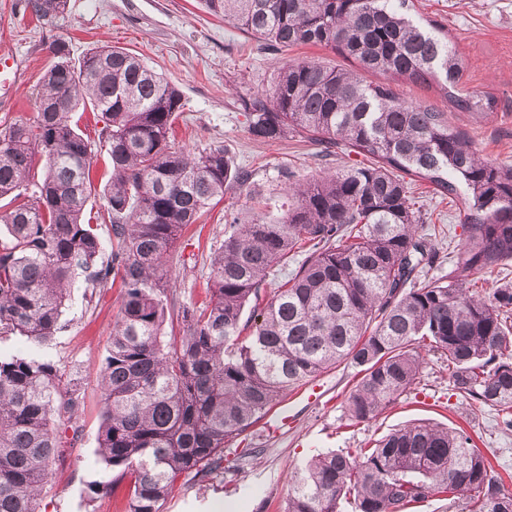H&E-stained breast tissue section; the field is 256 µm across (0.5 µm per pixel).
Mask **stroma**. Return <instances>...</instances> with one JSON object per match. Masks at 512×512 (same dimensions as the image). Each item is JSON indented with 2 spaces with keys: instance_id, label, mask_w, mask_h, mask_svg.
I'll list each match as a JSON object with an SVG mask.
<instances>
[{
  "instance_id": "1",
  "label": "stroma",
  "mask_w": 512,
  "mask_h": 512,
  "mask_svg": "<svg viewBox=\"0 0 512 512\" xmlns=\"http://www.w3.org/2000/svg\"><path fill=\"white\" fill-rule=\"evenodd\" d=\"M423 19L447 30L450 43L463 60L466 90L494 98L493 111L474 115L449 106L436 88L399 79L394 87L408 102L430 104L447 113L465 132L482 157L512 164V0H415ZM63 39L72 63H80L91 48L120 46L157 70L182 94L184 108L173 124L172 149L197 153L224 145L234 165L247 169L262 197L231 186L223 201L191 225L167 257L169 286L180 300L203 299L211 272L209 256L224 240V217L238 213L273 222L282 214V171L306 174L333 171L357 162L349 149L321 158L315 144L290 137L260 143L248 134L237 99L270 88L279 63L309 59L348 70L355 64L331 50L303 45L268 53L263 42L240 30L202 0H68L67 11L55 22L36 20L24 0H0V60L18 61L21 74L0 100V125L33 121L37 91L52 62L49 45ZM424 216L423 230L435 237L442 260L424 268L421 280L446 274L449 242H461L464 212L449 206L422 183L412 185ZM120 306L118 288H105L87 298L75 283L63 315L65 326L39 349L57 362L84 396L78 412L83 432L65 448L41 492L42 512H123L128 482L113 495L89 500L87 485L103 473L97 444L100 424L99 373ZM358 379L354 365L344 363L317 377L315 384L296 387L276 403L288 413L286 423L269 420L241 435L224 449V470L208 478L186 473L161 512H284L288 481L313 455L352 452L409 421L430 419L469 434L478 451L491 461L512 492V431L502 430L496 410L451 391L446 360L430 358L410 392L377 418L348 420L345 401Z\"/></svg>"
}]
</instances>
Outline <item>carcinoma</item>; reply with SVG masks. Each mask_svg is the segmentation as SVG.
<instances>
[{
    "label": "carcinoma",
    "mask_w": 512,
    "mask_h": 512,
    "mask_svg": "<svg viewBox=\"0 0 512 512\" xmlns=\"http://www.w3.org/2000/svg\"><path fill=\"white\" fill-rule=\"evenodd\" d=\"M411 2L205 0L269 49L320 45L359 66L281 63L271 89L237 100L253 140L305 134L326 156L344 145L370 163L283 173V212L272 224L229 215L199 305L171 293L167 252L225 187L251 175L222 145L194 156L171 150L181 94L138 56L97 47L76 68L66 41L49 46L37 120L0 127V337L46 344L63 328L78 278L94 290L120 281L100 369L104 476L88 485L89 500L129 474L126 512H160L180 475L223 469L226 444L343 362L359 367L345 405L353 422L409 392L426 357L439 354L453 390L501 412L512 430V285L490 296L478 287L512 261V166L483 158L447 113L409 104L394 89L392 79L403 78L436 86L460 111L494 110L462 90L456 49L421 29ZM25 8L52 22L67 0H25ZM88 107L104 121L97 142L72 123ZM100 142L112 181L104 212L87 218ZM407 176L443 200L461 199L465 212L448 273L420 284L416 272L438 251L419 231ZM99 218L112 232L101 264L92 228ZM304 248L298 268L263 300L274 267ZM171 314L177 336L164 333ZM80 405L54 361L0 356V512H40L53 463L80 437ZM347 495L358 512H408L448 496L468 512H512V493L470 437L422 420L354 453L316 455L290 479L284 512H336Z\"/></svg>",
    "instance_id": "obj_1"
}]
</instances>
